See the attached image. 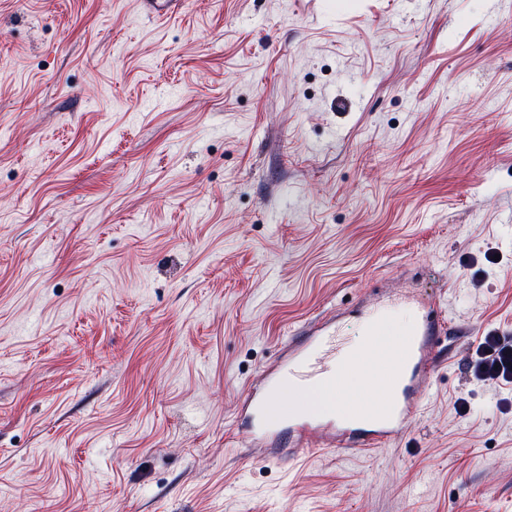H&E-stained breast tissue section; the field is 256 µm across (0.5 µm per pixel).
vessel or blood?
Here are the masks:
<instances>
[{
	"mask_svg": "<svg viewBox=\"0 0 512 512\" xmlns=\"http://www.w3.org/2000/svg\"><path fill=\"white\" fill-rule=\"evenodd\" d=\"M412 323L403 338L383 343L390 330L380 307L365 311L361 346L339 358V370H332L326 356L334 349L332 321L311 320L301 325L286 343L285 354L264 372L267 389L286 384L310 391L325 386L339 391L344 373L364 375L377 397L362 404L346 403L349 413L341 421L335 411L321 414L285 401H273L265 392L248 393L244 420L252 430V442L268 459L314 456L319 450L345 448L369 454L401 436L406 423L420 408L442 354L439 339L452 326L437 303L426 298L410 299ZM324 428L328 435L322 448L309 442L312 430Z\"/></svg>",
	"mask_w": 512,
	"mask_h": 512,
	"instance_id": "obj_1",
	"label": "vessel or blood"
}]
</instances>
